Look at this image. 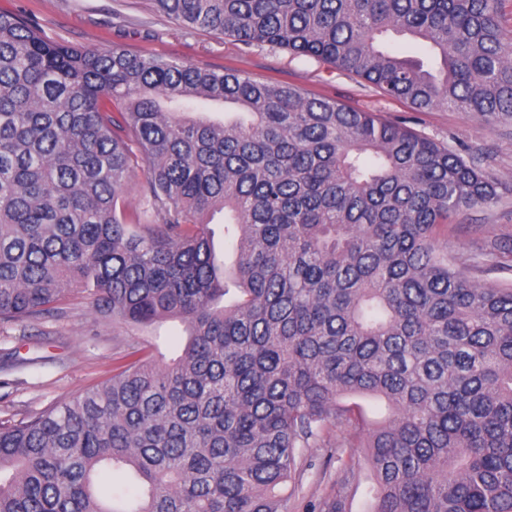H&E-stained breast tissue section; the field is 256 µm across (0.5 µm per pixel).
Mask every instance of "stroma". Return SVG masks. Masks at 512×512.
Instances as JSON below:
<instances>
[{"mask_svg":"<svg viewBox=\"0 0 512 512\" xmlns=\"http://www.w3.org/2000/svg\"><path fill=\"white\" fill-rule=\"evenodd\" d=\"M21 13L48 40L90 48L118 46L134 52L173 56L210 69L232 67L257 81L301 86L361 111L405 122L481 165L497 182L500 199L488 207L462 209L448 223V248L457 267L475 279L512 285V268L497 266L480 249L490 237H512V120L488 124L470 112L442 107L420 111L385 96L372 85L315 60L279 49L248 47L217 32L188 30L155 10L151 0H0ZM185 338V327L165 321L132 327L98 318L83 295L72 294L63 315L30 325L1 324L0 354L14 353V367L0 369V420L20 419L57 401L81 394L112 373L124 345L148 341L169 360ZM340 428L327 445L305 452L306 463L285 492L288 512H310L334 493L351 455Z\"/></svg>","mask_w":512,"mask_h":512,"instance_id":"35a3bbf8","label":"stroma"}]
</instances>
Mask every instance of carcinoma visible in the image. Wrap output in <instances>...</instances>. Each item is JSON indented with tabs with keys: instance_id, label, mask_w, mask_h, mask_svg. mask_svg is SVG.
<instances>
[{
	"instance_id": "1",
	"label": "carcinoma",
	"mask_w": 512,
	"mask_h": 512,
	"mask_svg": "<svg viewBox=\"0 0 512 512\" xmlns=\"http://www.w3.org/2000/svg\"><path fill=\"white\" fill-rule=\"evenodd\" d=\"M498 2L153 0L419 110L509 120ZM390 32L436 65L382 48ZM497 199L403 122L238 69L52 43L0 10V323L81 289L101 317L187 333L170 362L129 345L102 383L1 420L0 512H284L304 449L336 426L361 455L319 512H349L364 467L371 512H512V286L468 278L447 247L449 218ZM487 247L512 264V239ZM356 398L390 415L373 424ZM209 224L207 229L211 233L215 251L221 260H224V264L227 268L232 267L234 263V253L231 242L224 238V211L216 212L209 216Z\"/></svg>"
}]
</instances>
